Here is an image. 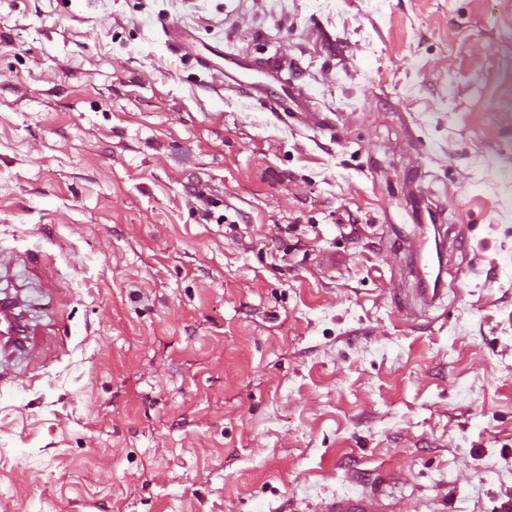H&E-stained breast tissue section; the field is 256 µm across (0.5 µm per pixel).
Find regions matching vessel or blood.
<instances>
[{
	"label": "vessel or blood",
	"mask_w": 512,
	"mask_h": 512,
	"mask_svg": "<svg viewBox=\"0 0 512 512\" xmlns=\"http://www.w3.org/2000/svg\"><path fill=\"white\" fill-rule=\"evenodd\" d=\"M164 34L175 52L194 59L202 70L224 77L226 84L239 93L269 101L276 109L291 113L293 119L304 127L315 130H327L333 127V120L324 113L314 110L300 89L281 81L276 65H266V83L245 81L236 75L237 68L244 65L243 58L238 54L225 51L223 44H201L194 33L176 23L165 24ZM426 230V225H418L410 244L403 247L404 252L413 259L418 271L419 285L405 289L402 301L405 305L429 310L442 307L447 289L440 277L434 276L427 258ZM32 347L33 342L29 331L24 328L18 313L17 300L7 297L0 299V354L25 355L30 353ZM322 512H387V505L384 498L377 494L344 495L325 501Z\"/></svg>",
	"instance_id": "obj_1"
}]
</instances>
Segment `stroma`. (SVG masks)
<instances>
[{
    "instance_id": "35a3bbf8",
    "label": "stroma",
    "mask_w": 512,
    "mask_h": 512,
    "mask_svg": "<svg viewBox=\"0 0 512 512\" xmlns=\"http://www.w3.org/2000/svg\"><path fill=\"white\" fill-rule=\"evenodd\" d=\"M434 211L464 291L423 312L401 240ZM0 293L36 333L0 512H503L512 0H0ZM164 34L167 43L175 52L193 58L202 70L224 77L225 83L239 93L258 100L266 99L279 112H291L292 118L304 127L315 130L334 127V121L323 112L314 110L298 87L285 85L281 81L275 64L266 65L265 74L268 80L262 85L241 80L237 77L236 70L243 68L245 61L239 54L224 51L223 44L204 45L189 29L176 23L165 24ZM388 504L377 494L336 496L324 502L323 512H386Z\"/></svg>"
}]
</instances>
